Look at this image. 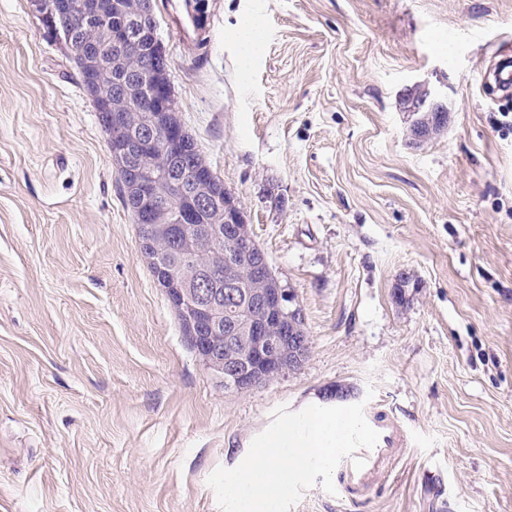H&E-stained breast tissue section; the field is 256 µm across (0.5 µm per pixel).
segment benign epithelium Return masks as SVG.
Wrapping results in <instances>:
<instances>
[{"label":"benign epithelium","mask_w":512,"mask_h":512,"mask_svg":"<svg viewBox=\"0 0 512 512\" xmlns=\"http://www.w3.org/2000/svg\"><path fill=\"white\" fill-rule=\"evenodd\" d=\"M32 11L40 20L43 34L63 37L74 55L82 57L92 67L101 63L95 39L75 40V36L94 27L102 19L100 12L86 0H30ZM153 17L151 0H122L117 5L114 24L109 28L112 48L126 56L137 49L147 18ZM151 57L137 66H124L121 74H112V89L105 90L91 70L82 72L83 88L94 104L105 129L110 132L112 158L119 174L132 180V188L140 198L135 208L140 224V248L152 246L156 238L179 237L182 249L196 251L200 243L225 235L242 256V260L214 254L207 264L209 288H180L175 269L168 270L173 287L165 289L170 305L186 317L188 335H206L208 343L193 348L195 354L209 363L222 362L224 380L239 392H247L259 382H267L283 373V355L288 352L301 359L309 347L301 329L303 314L292 305L286 288H249L243 291V302L227 315L212 311L207 298L216 293L215 286L223 283L233 288L244 281L245 265L255 245L242 208L231 195L221 197L200 183L198 173L204 166L195 162L184 164L181 179L169 177L164 165H147L148 154H163L185 135L176 117L171 85L168 79L169 60L163 43L151 35ZM137 87L152 111L142 120L131 117L126 105L127 94ZM426 96L418 103L436 113V118L424 126L413 128L417 139H426L443 121L445 95L439 89L424 88ZM170 196L186 199L195 211L215 213V223L201 230L191 229L186 216L178 215L175 224H160L152 213L154 194L158 187Z\"/></svg>","instance_id":"benign-epithelium-1"}]
</instances>
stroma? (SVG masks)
Segmentation results:
<instances>
[{
	"instance_id": "1",
	"label": "stroma",
	"mask_w": 512,
	"mask_h": 512,
	"mask_svg": "<svg viewBox=\"0 0 512 512\" xmlns=\"http://www.w3.org/2000/svg\"><path fill=\"white\" fill-rule=\"evenodd\" d=\"M154 0L178 116L304 316L301 368L224 388L139 250L70 50L0 0V512H220L277 407L372 396L408 437L355 500L512 512V0ZM263 44L242 79L238 31ZM440 87L418 141L407 88ZM511 50L497 51L493 60L491 77L504 96L512 94V55Z\"/></svg>"
}]
</instances>
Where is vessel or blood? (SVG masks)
Returning <instances> with one entry per match:
<instances>
[{
    "mask_svg": "<svg viewBox=\"0 0 512 512\" xmlns=\"http://www.w3.org/2000/svg\"><path fill=\"white\" fill-rule=\"evenodd\" d=\"M491 77L504 96L512 95V53L501 50L493 60ZM369 425L379 432L380 437L373 449L359 450L358 456L365 465L355 469L351 459H344L334 472L336 489L345 497H353L367 488L372 480L395 461L407 447V433L403 425L382 405L367 403L364 410Z\"/></svg>",
    "mask_w": 512,
    "mask_h": 512,
    "instance_id": "b4317fda",
    "label": "vessel or blood"
}]
</instances>
